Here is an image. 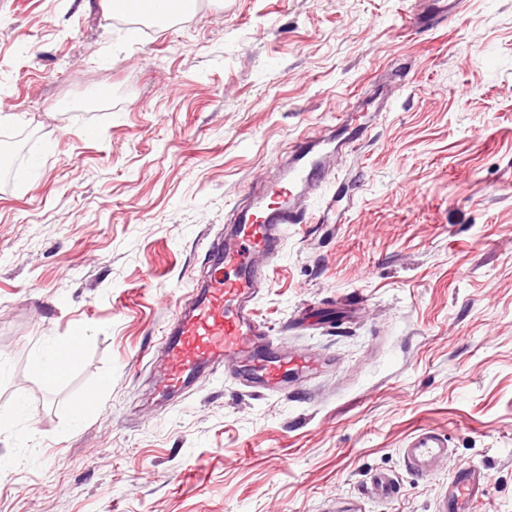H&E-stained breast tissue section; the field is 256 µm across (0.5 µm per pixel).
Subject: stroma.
Here are the masks:
<instances>
[{
  "instance_id": "stroma-1",
  "label": "stroma",
  "mask_w": 512,
  "mask_h": 512,
  "mask_svg": "<svg viewBox=\"0 0 512 512\" xmlns=\"http://www.w3.org/2000/svg\"><path fill=\"white\" fill-rule=\"evenodd\" d=\"M428 6L200 0L130 42L104 0H0V147L23 140L0 159V403L30 434L0 432V512H440L468 466L475 512H512V0L410 24ZM362 112L255 301L325 366L285 395L217 368L155 400L234 205ZM78 328L75 371L31 372ZM421 426L448 438L425 477L402 454ZM89 340L90 337L84 332L81 336L73 338L72 344L77 347V351L70 357L67 353L63 354L64 347L60 343L61 340L52 339L32 355V370L46 381H58L77 367L80 361V349L86 346ZM488 489L489 479L485 473L464 467L450 478L441 512H472L474 503L485 497Z\"/></svg>"
}]
</instances>
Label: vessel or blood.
Here are the masks:
<instances>
[{
  "label": "vessel or blood",
  "instance_id": "obj_1",
  "mask_svg": "<svg viewBox=\"0 0 512 512\" xmlns=\"http://www.w3.org/2000/svg\"><path fill=\"white\" fill-rule=\"evenodd\" d=\"M328 141V136L312 133L292 146L277 180L260 184L236 210L223 237L211 242V266L202 287L162 338L163 365L156 384L160 398L186 391L220 364L236 366L251 388L268 393L287 392L292 377L318 368L319 358L282 354L250 303L265 284L267 262L282 251L289 225L307 221L306 200L329 168L330 157L323 151ZM447 447L445 434L422 427L407 438L402 452L410 473L424 477ZM488 489L485 473L462 468L448 482L441 512H472Z\"/></svg>",
  "mask_w": 512,
  "mask_h": 512
}]
</instances>
